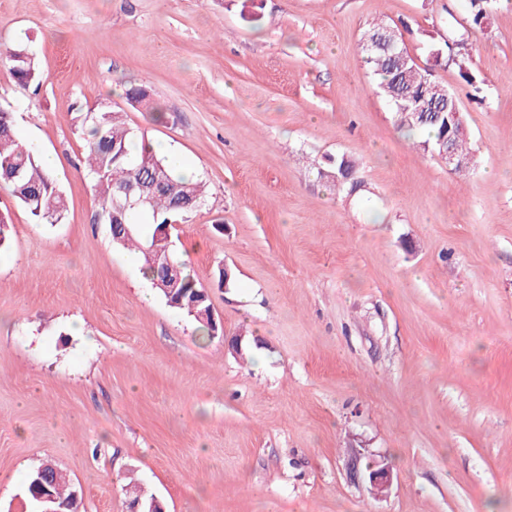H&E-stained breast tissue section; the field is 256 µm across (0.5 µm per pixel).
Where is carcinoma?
Returning a JSON list of instances; mask_svg holds the SVG:
<instances>
[{
    "mask_svg": "<svg viewBox=\"0 0 512 512\" xmlns=\"http://www.w3.org/2000/svg\"><path fill=\"white\" fill-rule=\"evenodd\" d=\"M472 23L476 26L488 22L497 9V0H468ZM384 39L394 42L397 50L404 51L406 61L400 62L393 52L373 49L371 44ZM361 50L366 64L379 77L378 89L391 104L399 127L409 132L427 130L431 138L425 146L440 153V142L449 140L453 150L463 156L471 155L467 137L458 133L463 125V113L455 93L436 77L421 68L407 51L401 35L382 23L370 27L361 39ZM0 63L8 66L23 85L38 83V68L33 53L17 46L0 52ZM127 99L153 112L158 107L148 91L142 87L126 90ZM78 131L87 144L84 170L93 182L99 203L100 220L107 225L126 224L129 233L113 238L119 245L133 248L143 261L142 270L149 280L160 276L159 252L171 253L169 243L155 236L157 225L168 223L176 215L189 211L180 207L188 199L202 204L205 201V183L201 179L189 180L171 166L164 157L143 143L141 151L130 149L132 130L124 115L108 106L80 112L75 117ZM152 181L151 202L144 207H129L117 211L113 201L122 191ZM6 186L16 202L25 208L38 224H56L66 210L61 188L52 175L39 163V157L15 135L12 113L0 109V186ZM180 268L184 293L175 299L176 308L194 318L198 329L209 337L217 331L212 327L211 302H198L201 287L187 273L184 260L170 257ZM76 490L61 470L53 472L50 491L67 506Z\"/></svg>",
    "mask_w": 512,
    "mask_h": 512,
    "instance_id": "cac0c4a2",
    "label": "carcinoma"
}]
</instances>
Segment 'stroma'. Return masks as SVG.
Listing matches in <instances>:
<instances>
[{
  "label": "stroma",
  "mask_w": 512,
  "mask_h": 512,
  "mask_svg": "<svg viewBox=\"0 0 512 512\" xmlns=\"http://www.w3.org/2000/svg\"><path fill=\"white\" fill-rule=\"evenodd\" d=\"M375 21L457 94L470 172L397 126L360 49ZM20 43L41 80L0 67V108L67 209L37 224L0 189V512H30L46 461L81 512H127L131 482L167 512H512V0L476 32L466 0H0V50ZM100 104L205 180L171 240L222 337L101 224L74 122Z\"/></svg>",
  "instance_id": "1"
}]
</instances>
